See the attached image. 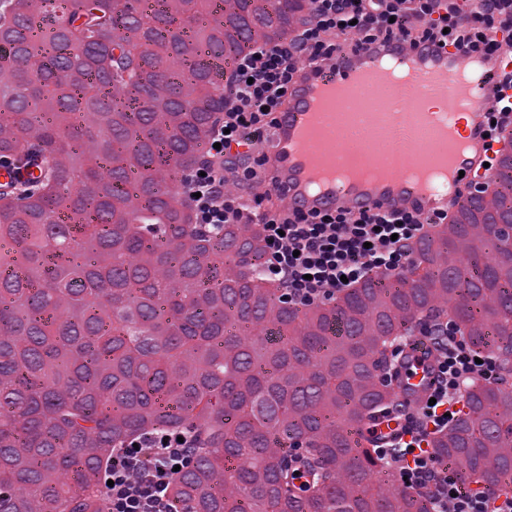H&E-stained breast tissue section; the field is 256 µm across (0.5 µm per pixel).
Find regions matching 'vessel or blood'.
Instances as JSON below:
<instances>
[{"instance_id": "1", "label": "vessel or blood", "mask_w": 512, "mask_h": 512, "mask_svg": "<svg viewBox=\"0 0 512 512\" xmlns=\"http://www.w3.org/2000/svg\"><path fill=\"white\" fill-rule=\"evenodd\" d=\"M413 58L414 69L407 92L424 99L440 101L448 97L461 99L467 107L463 113L464 147L448 158L447 167L454 175L453 198L427 193L421 187L383 185L375 189L351 188L332 184L325 191L312 190L307 182V169L312 157L300 150L299 141L308 129L311 113L320 94L339 85L357 87L365 78L368 60L375 57ZM512 72V55L503 52L474 58L464 46L410 45L405 42L378 40L350 48L332 60L317 66H307L298 72L280 110L279 123L267 148V188L290 205L305 210H359L365 207L383 212L418 211L435 216L447 212L454 198L464 197L471 184L484 182L494 175L497 145L489 136L488 116L496 103L499 82ZM419 118L404 111L400 102L390 103L384 119L389 138L404 147L409 160L420 156L414 128ZM407 360L401 363L393 386L401 395L413 401L425 399L431 391L433 357L428 344L407 350Z\"/></svg>"}]
</instances>
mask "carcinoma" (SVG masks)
Here are the masks:
<instances>
[{"label": "carcinoma", "instance_id": "1", "mask_svg": "<svg viewBox=\"0 0 512 512\" xmlns=\"http://www.w3.org/2000/svg\"><path fill=\"white\" fill-rule=\"evenodd\" d=\"M47 2L0 9V159L40 160L0 185V268L20 271L0 279V512H109L102 465L149 430L191 438L185 512H428L378 479L389 438L350 429L401 400L388 351L435 321L512 375V237L435 224L404 271L283 301L258 226L202 232L176 184L205 158L230 64L286 34L296 0ZM498 182L512 207V170ZM460 397L430 448L505 492L512 386Z\"/></svg>", "mask_w": 512, "mask_h": 512}]
</instances>
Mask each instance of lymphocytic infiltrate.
Masks as SVG:
<instances>
[{
	"instance_id": "obj_1",
	"label": "lymphocytic infiltrate",
	"mask_w": 512,
	"mask_h": 512,
	"mask_svg": "<svg viewBox=\"0 0 512 512\" xmlns=\"http://www.w3.org/2000/svg\"><path fill=\"white\" fill-rule=\"evenodd\" d=\"M512 39V0H309L300 28L250 45L224 86V113L207 157L184 175L181 193L196 221L207 227L259 225L264 272L290 304L334 300L346 286L396 273L412 261L411 247L431 224L412 212L333 213L271 207L257 188L265 180L270 131L301 66L333 59L353 44L380 38L410 44L465 45L499 51ZM433 352L432 399L397 405L401 427L389 452L401 458L402 488L424 493L431 512H512V493L488 495L459 481L428 446L459 414L456 394L470 380L492 382L501 366L494 353L473 348L450 323L426 333ZM190 441L162 432L142 434L136 446L114 451L103 469L112 512H182L172 494L174 469L187 466Z\"/></svg>"
}]
</instances>
